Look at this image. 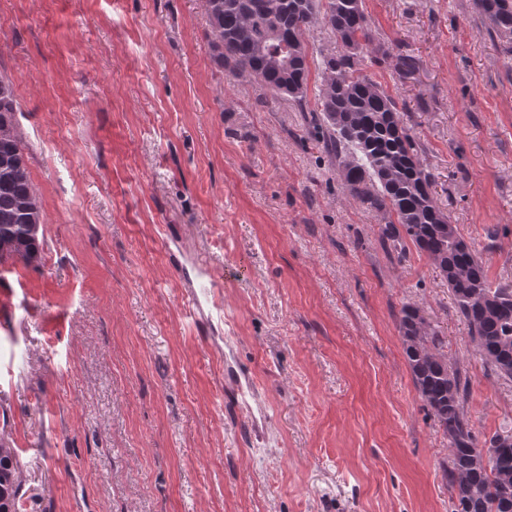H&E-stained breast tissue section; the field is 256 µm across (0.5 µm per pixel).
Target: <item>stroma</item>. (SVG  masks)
<instances>
[{"instance_id":"obj_1","label":"stroma","mask_w":512,"mask_h":512,"mask_svg":"<svg viewBox=\"0 0 512 512\" xmlns=\"http://www.w3.org/2000/svg\"><path fill=\"white\" fill-rule=\"evenodd\" d=\"M363 7L376 43L419 61L368 74L490 282L512 286V54L473 0ZM0 75L44 235L39 266L0 263L17 512H453L401 308L441 331L477 439L512 432V381L322 153L318 71L301 107L229 76L201 0H0ZM201 262L223 310L189 305Z\"/></svg>"}]
</instances>
